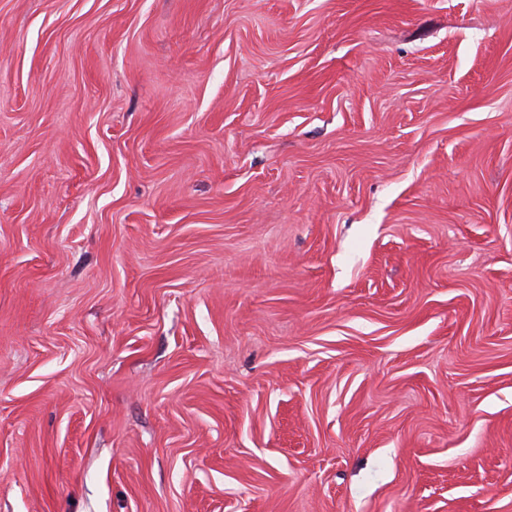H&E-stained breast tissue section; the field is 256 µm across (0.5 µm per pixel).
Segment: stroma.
I'll list each match as a JSON object with an SVG mask.
<instances>
[{
    "mask_svg": "<svg viewBox=\"0 0 512 512\" xmlns=\"http://www.w3.org/2000/svg\"><path fill=\"white\" fill-rule=\"evenodd\" d=\"M0 512H512V0H0Z\"/></svg>",
    "mask_w": 512,
    "mask_h": 512,
    "instance_id": "stroma-1",
    "label": "stroma"
}]
</instances>
